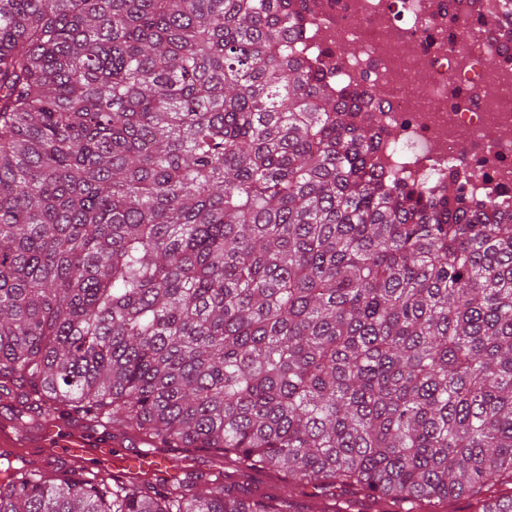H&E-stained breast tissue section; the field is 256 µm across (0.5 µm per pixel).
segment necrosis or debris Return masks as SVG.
Here are the masks:
<instances>
[{"mask_svg":"<svg viewBox=\"0 0 512 512\" xmlns=\"http://www.w3.org/2000/svg\"><path fill=\"white\" fill-rule=\"evenodd\" d=\"M499 0H301L299 52L326 81L375 90L379 166L477 211L512 214V16ZM427 82L412 87L418 73Z\"/></svg>","mask_w":512,"mask_h":512,"instance_id":"1","label":"necrosis or debris"}]
</instances>
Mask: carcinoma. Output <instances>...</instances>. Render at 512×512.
<instances>
[{"label":"carcinoma","mask_w":512,"mask_h":512,"mask_svg":"<svg viewBox=\"0 0 512 512\" xmlns=\"http://www.w3.org/2000/svg\"><path fill=\"white\" fill-rule=\"evenodd\" d=\"M294 0H0V391L244 474L512 512V219L381 179ZM0 468V512H296Z\"/></svg>","instance_id":"obj_1"}]
</instances>
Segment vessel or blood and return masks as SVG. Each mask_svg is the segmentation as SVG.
Here are the masks:
<instances>
[{
  "instance_id": "b4317fda",
  "label": "vessel or blood",
  "mask_w": 512,
  "mask_h": 512,
  "mask_svg": "<svg viewBox=\"0 0 512 512\" xmlns=\"http://www.w3.org/2000/svg\"><path fill=\"white\" fill-rule=\"evenodd\" d=\"M59 426V419L50 417L38 427L36 435H29L22 429L13 435L5 429L0 431V439L6 441L14 436L26 444L31 438H38L41 456L47 465L62 458L88 473L92 471L94 461L100 459L105 462L111 476L121 480L142 474L160 479L169 476L167 458L156 451L155 443L150 438L136 437L135 449L128 450L120 439L99 443L92 441L84 427L76 423L69 425L65 438H58Z\"/></svg>"
}]
</instances>
